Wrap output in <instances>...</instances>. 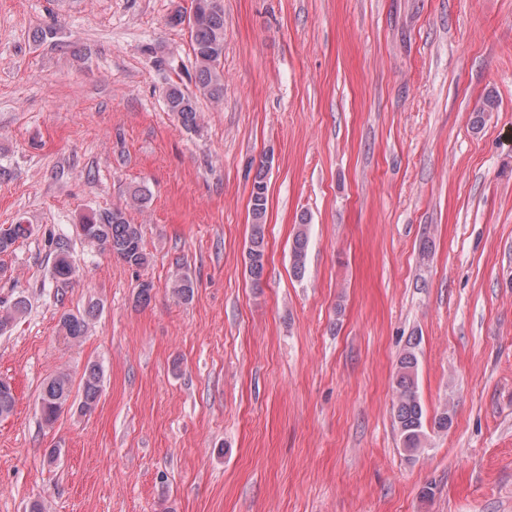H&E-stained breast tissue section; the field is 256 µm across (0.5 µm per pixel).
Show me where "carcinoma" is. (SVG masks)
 <instances>
[{
	"label": "carcinoma",
	"instance_id": "obj_1",
	"mask_svg": "<svg viewBox=\"0 0 512 512\" xmlns=\"http://www.w3.org/2000/svg\"><path fill=\"white\" fill-rule=\"evenodd\" d=\"M195 6V18L185 22V13L175 11L170 16L174 26L187 25L190 37V49L194 58L196 92L183 90L172 84L167 88L166 107L175 112L183 126L197 124V96L201 95L215 104L224 100V72L221 60L224 56V11L219 0H192ZM497 108L495 97L487 96L477 112L474 113L473 129L479 130L485 124L487 113ZM268 209L267 183L265 171L258 169L252 184L249 200L251 231L249 237V271L254 284L260 283L265 262V224ZM80 236L84 241L111 253L117 259L131 267L142 268L149 262L143 247L141 225L130 222L123 208L104 209L83 217ZM31 231L22 224L0 226V255L12 251L16 242L26 238ZM309 247L308 219L301 217L298 229L293 235L291 246L292 271L296 278L306 272ZM53 276L56 280L68 283L75 277L76 262L69 251L68 243L55 242ZM172 293L183 301L194 294V282L187 276L175 278L170 285ZM29 304L22 297L11 301H0V333L6 332L28 311ZM96 313L92 304L82 313L64 312L58 320V332L69 342L82 340L88 329V320ZM396 404L394 405V423L400 435L404 451L413 456L423 448L425 431V412L418 393V358L413 349H407L399 357L395 380ZM102 391V371L95 362L88 363L80 379L79 408L83 413L93 410ZM72 394L71 379L59 374L47 381L39 395L41 420L50 425L54 423ZM15 405L12 385L0 379V416L9 415Z\"/></svg>",
	"mask_w": 512,
	"mask_h": 512
}]
</instances>
